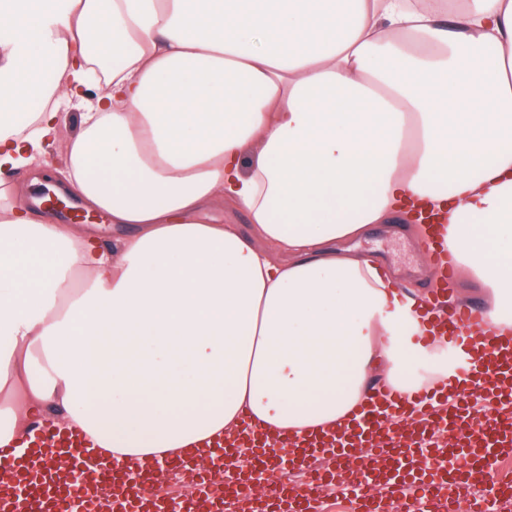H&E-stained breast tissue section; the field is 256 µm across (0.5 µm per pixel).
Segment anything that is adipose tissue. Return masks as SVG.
<instances>
[{
    "mask_svg": "<svg viewBox=\"0 0 512 512\" xmlns=\"http://www.w3.org/2000/svg\"><path fill=\"white\" fill-rule=\"evenodd\" d=\"M2 24L0 446L53 413L134 469L247 421L338 434L377 376L446 384L425 294L350 246L422 211L512 335V0H0ZM64 105L61 184L106 249L3 176ZM74 225L85 227L89 231V234L93 236V238L98 240L102 245L106 246L112 245V236L116 234V230L114 228L112 230L111 219L106 215H103L102 220H94L93 222L86 220L84 224Z\"/></svg>",
    "mask_w": 512,
    "mask_h": 512,
    "instance_id": "1",
    "label": "adipose tissue"
}]
</instances>
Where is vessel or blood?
Returning a JSON list of instances; mask_svg holds the SVG:
<instances>
[{
	"label": "vessel or blood",
	"instance_id": "b4317fda",
	"mask_svg": "<svg viewBox=\"0 0 512 512\" xmlns=\"http://www.w3.org/2000/svg\"><path fill=\"white\" fill-rule=\"evenodd\" d=\"M443 284L431 291L432 298L420 308V317H428L443 310L437 324L447 333L448 347L458 358L460 380L447 393L454 407L447 415L449 428L454 432L461 454L471 462H498L512 453V414L473 409L472 396H480L488 403L512 402V338L508 340L488 336L477 307L464 305L452 313H445L450 276H443ZM433 397L431 391L402 395L387 386L373 387L365 405L355 413L343 440L328 442L326 437L313 436L300 443H285L262 433L259 425L244 423L241 431L207 453L188 450L177 464H148L130 474L127 467L109 459L93 457L77 435L60 426L40 427L25 455H15L13 449L0 447V464L11 470L9 480L0 482V512H63L73 499H88L87 487L77 475L85 469H94L101 491L108 495L114 512H168L166 502L154 499L150 485L166 477L172 468H189L200 456L214 459L238 448H254L259 460L273 463L275 470L286 471L309 467V461L318 454L339 457L351 469L364 472L368 462L353 457L352 449L371 447L378 459L389 461L394 470L412 465L411 449L422 441L424 433L407 425L406 419L422 411ZM58 457L67 458L76 478L60 480L57 471L38 476L39 464ZM310 469L311 480L303 495H295L283 482L273 485L276 503L286 505L288 512H317V501L327 474ZM198 496L189 502L184 512H232L233 504L245 498L249 489L246 477L222 483L208 473L197 477ZM400 512H429V497L441 494L443 482L435 468L416 471L412 480L396 482Z\"/></svg>",
	"mask_w": 512,
	"mask_h": 512
}]
</instances>
